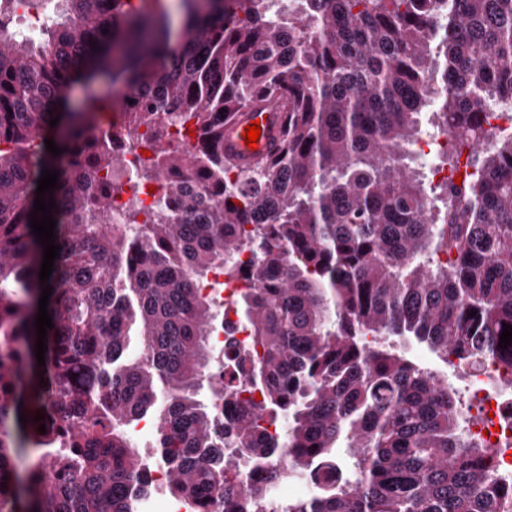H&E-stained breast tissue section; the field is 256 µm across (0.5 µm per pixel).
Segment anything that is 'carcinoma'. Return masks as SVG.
<instances>
[{
  "mask_svg": "<svg viewBox=\"0 0 512 512\" xmlns=\"http://www.w3.org/2000/svg\"><path fill=\"white\" fill-rule=\"evenodd\" d=\"M433 2L287 0L270 23L271 0H58L36 44L0 34V512H140L153 488L129 428L149 413L165 491L194 512H512L448 381L392 343L460 365L512 356L498 347L512 326V129L495 123L512 105V0ZM118 80L133 104L116 134L154 154L126 183L103 174L122 162L101 128ZM76 83L81 111H60ZM270 98L286 107L281 144L241 169L213 113ZM175 110L198 133L187 157L155 149L168 134L155 116ZM425 114L450 145L436 183L409 150ZM45 169L61 250L26 407ZM142 181L176 208L133 203L112 230V198ZM217 269L249 285L236 312L260 353L238 359L240 386L205 374L219 319L196 284ZM204 381L236 405L229 425L193 398ZM228 429L250 453L232 475ZM27 441L44 453L23 478ZM280 448L311 497L269 502L288 478Z\"/></svg>",
  "mask_w": 512,
  "mask_h": 512,
  "instance_id": "obj_1",
  "label": "carcinoma"
}]
</instances>
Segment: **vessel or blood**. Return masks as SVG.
<instances>
[{
    "mask_svg": "<svg viewBox=\"0 0 512 512\" xmlns=\"http://www.w3.org/2000/svg\"><path fill=\"white\" fill-rule=\"evenodd\" d=\"M259 121L261 135L256 148L245 143L244 133L251 121ZM283 109L278 100L271 99L260 106L241 112L224 126V153L240 166L246 167L276 152L281 141Z\"/></svg>",
    "mask_w": 512,
    "mask_h": 512,
    "instance_id": "1",
    "label": "vessel or blood"
}]
</instances>
